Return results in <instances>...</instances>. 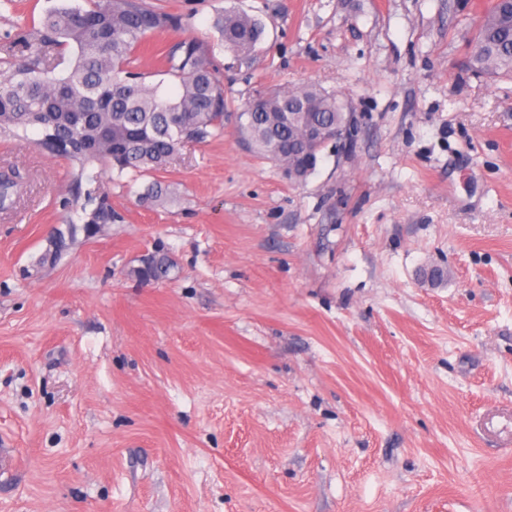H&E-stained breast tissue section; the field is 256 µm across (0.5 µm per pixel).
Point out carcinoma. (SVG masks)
Instances as JSON below:
<instances>
[{
	"label": "carcinoma",
	"mask_w": 512,
	"mask_h": 512,
	"mask_svg": "<svg viewBox=\"0 0 512 512\" xmlns=\"http://www.w3.org/2000/svg\"><path fill=\"white\" fill-rule=\"evenodd\" d=\"M88 8L62 6L46 13L34 34L17 31L18 54L0 58V130H42L49 152L83 165L97 161L121 175L144 176L164 169L184 148L224 133L227 100L211 47L185 38L156 50L161 72L178 87L148 85L133 71L136 53L161 31L178 32L184 19L136 0H87ZM224 49L239 63L255 59L262 23L226 10L217 21ZM470 68L488 77L512 76V0H489L474 36ZM241 130L259 156L302 183L316 170L321 144L306 152L282 147L311 123L331 131L345 123V108L314 84L295 90L261 89L246 103ZM17 194V182H0V210ZM169 188L154 180L141 198L159 205ZM88 224L112 223V209L99 203ZM173 263L152 254L135 271L144 282L166 279Z\"/></svg>",
	"instance_id": "cac0c4a2"
}]
</instances>
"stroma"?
<instances>
[{"instance_id": "1", "label": "stroma", "mask_w": 512, "mask_h": 512, "mask_svg": "<svg viewBox=\"0 0 512 512\" xmlns=\"http://www.w3.org/2000/svg\"><path fill=\"white\" fill-rule=\"evenodd\" d=\"M82 0L0 7L17 26ZM229 64L223 136L146 180L0 131V512H512V78L484 0H146ZM265 26L232 64L215 21ZM305 84L354 122L300 184L238 114ZM111 223L86 226L88 195ZM166 252L168 279L135 275ZM474 36L470 68L488 77L512 76V0H489Z\"/></svg>"}]
</instances>
